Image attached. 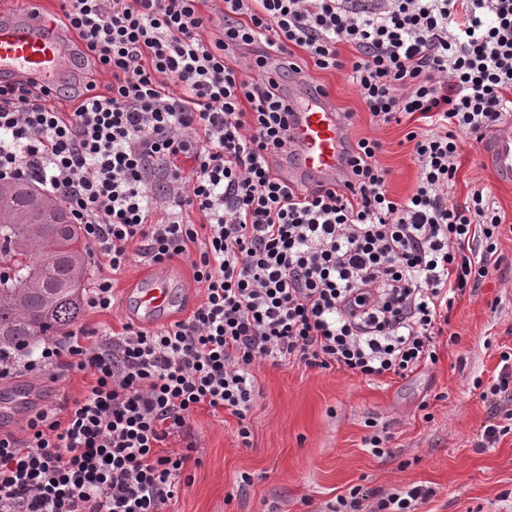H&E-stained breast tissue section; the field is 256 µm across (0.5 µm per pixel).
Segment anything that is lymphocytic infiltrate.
Listing matches in <instances>:
<instances>
[{"label":"lymphocytic infiltrate","mask_w":512,"mask_h":512,"mask_svg":"<svg viewBox=\"0 0 512 512\" xmlns=\"http://www.w3.org/2000/svg\"><path fill=\"white\" fill-rule=\"evenodd\" d=\"M56 23L97 64L66 112L42 85H0V182L31 181L79 225L98 258L84 309L112 308L132 260L184 254L203 299L154 330L81 328L0 357L1 379L92 377L24 440L0 433V512H165L196 444L164 443L201 407L249 441L256 360L369 380L436 362L504 232L487 186L451 191L463 137L512 114V0H60ZM310 67L346 71L373 127L420 119L412 193L390 196L372 137L347 141L335 187L281 180L285 81Z\"/></svg>","instance_id":"lymphocytic-infiltrate-1"}]
</instances>
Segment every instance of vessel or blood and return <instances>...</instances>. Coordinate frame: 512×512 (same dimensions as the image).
<instances>
[{"mask_svg":"<svg viewBox=\"0 0 512 512\" xmlns=\"http://www.w3.org/2000/svg\"><path fill=\"white\" fill-rule=\"evenodd\" d=\"M79 50L66 34L52 27L44 14L43 0H23L21 6L0 14V76L18 82L39 80L60 88L71 84ZM289 134L295 157L281 172L291 184L336 183L343 169L345 128L339 112L326 97L301 102L290 94ZM482 155L499 181L512 182V123L502 124L484 139ZM145 316L166 313L173 301V285L167 271L144 276L134 289Z\"/></svg>","mask_w":512,"mask_h":512,"instance_id":"vessel-or-blood-1","label":"vessel or blood"}]
</instances>
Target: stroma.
<instances>
[{"mask_svg":"<svg viewBox=\"0 0 512 512\" xmlns=\"http://www.w3.org/2000/svg\"><path fill=\"white\" fill-rule=\"evenodd\" d=\"M336 107L355 112L352 138L384 144L379 160L391 170L393 195L409 193L417 168L397 125L372 127L344 72H313ZM482 145L468 141L452 194L464 201L475 184L491 187L504 224L512 225V185L496 182L482 160ZM492 273L480 288L455 304L450 328L456 343L440 337L436 363L401 378L372 381L332 369L295 363L258 362L253 406L247 415L249 444H242L234 415L202 408L190 419L198 463L185 471L168 512H328V503L359 486L367 492L363 512L376 494L415 486L432 489L417 512H512V432L495 447H482L483 431L500 407L473 392L472 381L491 382L500 353L512 351V234L501 237L490 260ZM147 266L133 262L114 284L116 304L106 312L86 311V329L121 331L134 321L129 287ZM167 269L176 291L175 313L187 318L202 300L191 259L175 258ZM88 375L22 374L0 379V430L23 437L28 417L61 397L81 395ZM387 427L382 456L364 448L367 423ZM249 483H241V475Z\"/></svg>","mask_w":512,"mask_h":512,"instance_id":"35a3bbf8","label":"stroma"}]
</instances>
